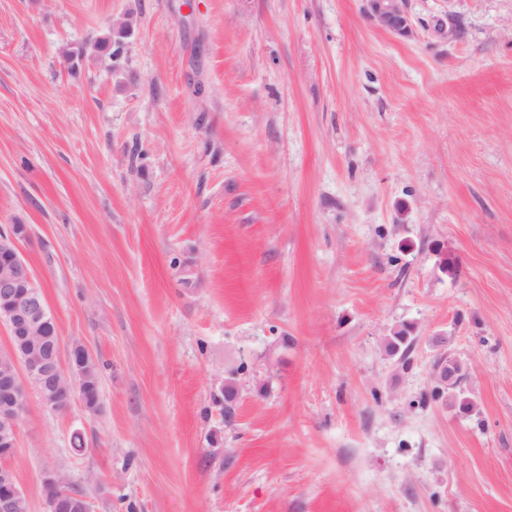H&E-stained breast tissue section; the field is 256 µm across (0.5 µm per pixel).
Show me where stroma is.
<instances>
[{
	"label": "stroma",
	"instance_id": "obj_1",
	"mask_svg": "<svg viewBox=\"0 0 512 512\" xmlns=\"http://www.w3.org/2000/svg\"><path fill=\"white\" fill-rule=\"evenodd\" d=\"M410 8L0 0V231L102 368L94 413L28 391L30 512L50 471L93 512H512V0ZM363 11L380 29L406 36L411 31L408 0H363ZM117 31L113 32L112 29L108 34L96 39L93 43L95 51L109 62L112 68L114 63L119 61L120 49L122 47L121 39L127 36L131 28V21L129 19H120ZM414 326L408 323H403L395 327L389 336L384 338V346L388 353L394 356H399L402 368H408L410 364V352L415 336H412ZM436 366L442 371L447 372L448 377L435 380V384L430 392L431 399L439 401L448 397V402L457 406L460 410H469L471 407L469 400L466 397H462L460 392H457L461 384V375L458 376L459 379L457 381L448 383V381L456 377L454 372L458 373L461 371L463 364L456 358L448 355V357H441L437 361ZM448 368L454 372L449 371Z\"/></svg>",
	"mask_w": 512,
	"mask_h": 512
}]
</instances>
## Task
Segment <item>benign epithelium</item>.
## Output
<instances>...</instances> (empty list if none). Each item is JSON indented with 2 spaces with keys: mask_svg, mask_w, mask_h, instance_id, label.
<instances>
[{
  "mask_svg": "<svg viewBox=\"0 0 512 512\" xmlns=\"http://www.w3.org/2000/svg\"><path fill=\"white\" fill-rule=\"evenodd\" d=\"M407 2L363 0V11L377 27L406 36L411 31ZM26 236L24 224H13L0 234V322L7 326L13 339L27 346L42 335L54 316L40 299L33 273L19 251L18 242ZM73 377V367L63 369L51 347L42 356L34 352L21 360L14 357L10 364L0 367L1 457L13 454L16 447L18 425L26 409L25 383L33 385L42 403L50 407L59 379L68 381ZM42 485L47 510L56 512L57 503L52 500V493L58 485V473L45 474Z\"/></svg>",
  "mask_w": 512,
  "mask_h": 512,
  "instance_id": "obj_1",
  "label": "benign epithelium"
}]
</instances>
